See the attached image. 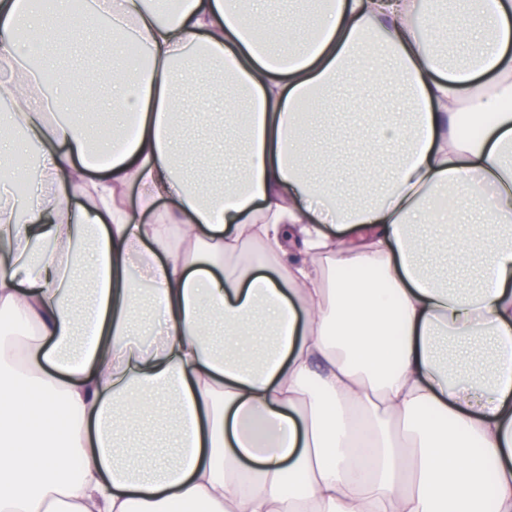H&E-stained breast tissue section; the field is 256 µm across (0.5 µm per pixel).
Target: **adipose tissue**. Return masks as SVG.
Segmentation results:
<instances>
[{
    "instance_id": "obj_1",
    "label": "adipose tissue",
    "mask_w": 512,
    "mask_h": 512,
    "mask_svg": "<svg viewBox=\"0 0 512 512\" xmlns=\"http://www.w3.org/2000/svg\"><path fill=\"white\" fill-rule=\"evenodd\" d=\"M322 2L97 0L149 55L104 73L98 141L79 76L47 99L29 64L63 0H0V152L36 148L43 186L0 174V316L27 345H0V512H512V0ZM188 76L247 147L210 189L178 162ZM382 77L409 117L359 126L395 165L352 196L310 176L311 130L328 86ZM463 205L460 235L415 233Z\"/></svg>"
}]
</instances>
